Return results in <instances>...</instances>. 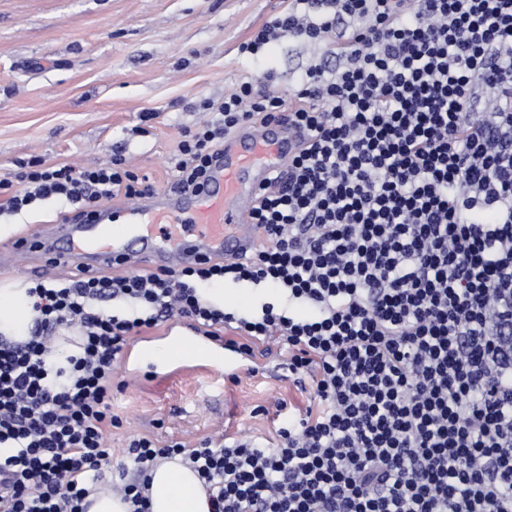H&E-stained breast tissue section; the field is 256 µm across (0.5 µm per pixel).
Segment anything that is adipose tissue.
Listing matches in <instances>:
<instances>
[{
	"mask_svg": "<svg viewBox=\"0 0 512 512\" xmlns=\"http://www.w3.org/2000/svg\"><path fill=\"white\" fill-rule=\"evenodd\" d=\"M33 318V300L26 285L16 282L0 287V334L24 340ZM150 474V512H209L196 473L180 459L158 462Z\"/></svg>",
	"mask_w": 512,
	"mask_h": 512,
	"instance_id": "ef3b65f1",
	"label": "adipose tissue"
}]
</instances>
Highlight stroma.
<instances>
[{
    "label": "stroma",
    "instance_id": "stroma-1",
    "mask_svg": "<svg viewBox=\"0 0 512 512\" xmlns=\"http://www.w3.org/2000/svg\"><path fill=\"white\" fill-rule=\"evenodd\" d=\"M277 0H0V179L34 157L93 167L122 147L135 170L149 175L156 195L169 190L180 127L199 121L192 106L222 100L240 77L275 74V91L318 55L315 46L282 38L259 64L240 45L266 21ZM154 113L138 133L142 113ZM69 207L50 200L19 216L0 218V254L60 222ZM287 350L257 342L235 377L204 363L161 382L115 380L113 430L105 486L120 482L130 437L150 435L193 448L205 438L259 445L275 438L279 408L304 409L309 395L283 365Z\"/></svg>",
    "mask_w": 512,
    "mask_h": 512
}]
</instances>
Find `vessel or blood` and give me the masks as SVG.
I'll return each instance as SVG.
<instances>
[{
	"label": "vessel or blood",
	"mask_w": 512,
	"mask_h": 512,
	"mask_svg": "<svg viewBox=\"0 0 512 512\" xmlns=\"http://www.w3.org/2000/svg\"><path fill=\"white\" fill-rule=\"evenodd\" d=\"M297 142L280 122L237 131L225 138L200 193H174L166 203L142 198L124 206L121 224L110 223L102 208L84 224H42L37 242L53 263L81 267L119 259L133 268L178 269L201 259L238 258L258 243L250 213L259 188Z\"/></svg>",
	"instance_id": "1"
}]
</instances>
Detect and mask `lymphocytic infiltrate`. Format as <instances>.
Segmentation results:
<instances>
[{"label":"lymphocytic infiltrate","instance_id":"lymphocytic-infiltrate-1","mask_svg":"<svg viewBox=\"0 0 512 512\" xmlns=\"http://www.w3.org/2000/svg\"><path fill=\"white\" fill-rule=\"evenodd\" d=\"M323 47L279 95L244 77L181 127L172 188L200 190L226 134L285 120L306 135L259 194L247 257L179 270L87 269L30 288L28 340L0 336V512H86L121 428L112 372L132 338L190 319L239 355L277 339L310 377L276 446L136 436L118 487L149 512L147 469L183 456L211 512H512V0H281L239 47ZM121 154L80 168L34 159L0 179V215L56 197L85 216L152 193ZM272 287L246 317L202 283ZM78 329L67 369L48 358Z\"/></svg>","mask_w":512,"mask_h":512}]
</instances>
